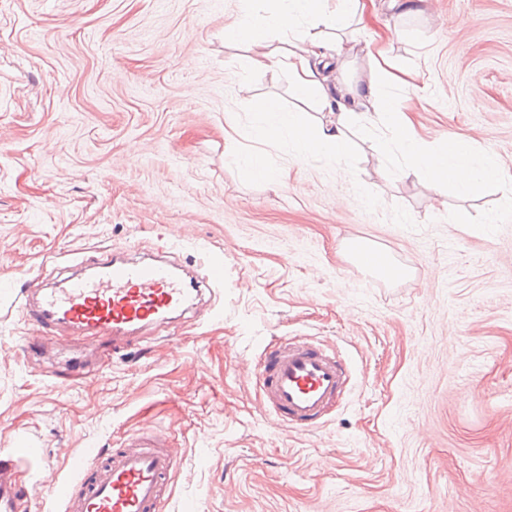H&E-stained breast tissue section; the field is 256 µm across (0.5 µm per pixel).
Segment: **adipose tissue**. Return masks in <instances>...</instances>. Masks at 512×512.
<instances>
[{
	"instance_id": "adipose-tissue-1",
	"label": "adipose tissue",
	"mask_w": 512,
	"mask_h": 512,
	"mask_svg": "<svg viewBox=\"0 0 512 512\" xmlns=\"http://www.w3.org/2000/svg\"><path fill=\"white\" fill-rule=\"evenodd\" d=\"M371 16L369 0H260L225 28V42L245 51L250 70L286 72L298 99L312 102L318 114L312 120L300 110L249 103L255 138L284 140L295 157L337 165L352 150L349 134L362 107L369 123L388 132L408 156L404 178L465 191L496 180L495 162L475 166L465 138L452 135L443 147L430 146L415 134L402 100L380 94L379 79L391 77L394 68L385 52L370 55L369 80L342 87L326 84L322 70L346 49L342 31Z\"/></svg>"
}]
</instances>
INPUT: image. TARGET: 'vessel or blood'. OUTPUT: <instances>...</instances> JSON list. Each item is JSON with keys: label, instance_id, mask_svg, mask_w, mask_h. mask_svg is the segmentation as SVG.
Instances as JSON below:
<instances>
[{"label": "vessel or blood", "instance_id": "obj_1", "mask_svg": "<svg viewBox=\"0 0 512 512\" xmlns=\"http://www.w3.org/2000/svg\"><path fill=\"white\" fill-rule=\"evenodd\" d=\"M92 266L93 273L46 285L36 302L22 304V315L47 331L64 324L94 339L111 340L117 350L144 326L171 323L193 300L224 284V263L210 256L199 261L194 273L179 272L160 255L115 253ZM253 374L268 414L291 428L318 425L348 382L335 353L290 339L268 343ZM176 464L165 435L145 427L111 454L82 449L73 461L76 479L25 491L18 482V459L1 453L0 512H20L30 493L59 501L64 512H161L165 479Z\"/></svg>", "mask_w": 512, "mask_h": 512}]
</instances>
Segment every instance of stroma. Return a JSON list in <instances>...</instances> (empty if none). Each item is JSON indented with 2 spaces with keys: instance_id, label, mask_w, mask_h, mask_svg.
Returning <instances> with one entry per match:
<instances>
[{
  "instance_id": "stroma-1",
  "label": "stroma",
  "mask_w": 512,
  "mask_h": 512,
  "mask_svg": "<svg viewBox=\"0 0 512 512\" xmlns=\"http://www.w3.org/2000/svg\"><path fill=\"white\" fill-rule=\"evenodd\" d=\"M344 36L329 81L385 48L415 86L381 81L418 135L462 134L512 176V0H427ZM242 0H0V451L33 485L73 478L154 426L178 450L163 512H512V205L499 184L437 190L399 170L367 120L349 164L265 145L249 179L247 102L295 107L287 74L254 72L224 28ZM474 223H452L457 207ZM406 268L389 282L347 243ZM171 247L224 262L219 316L151 326L101 373L94 342L33 335L20 305L115 250ZM315 342L351 380L321 427L282 430L249 371L266 342ZM237 161L251 179L260 177L264 179L263 182H273L278 177L277 170L270 165L267 155L263 151L242 152L239 154Z\"/></svg>"
}]
</instances>
